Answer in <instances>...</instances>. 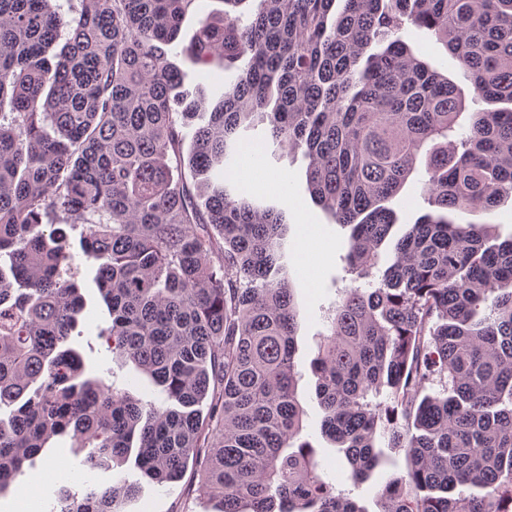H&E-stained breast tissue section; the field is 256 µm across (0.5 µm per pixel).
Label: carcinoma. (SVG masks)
I'll list each match as a JSON object with an SVG mask.
<instances>
[{
	"mask_svg": "<svg viewBox=\"0 0 512 512\" xmlns=\"http://www.w3.org/2000/svg\"><path fill=\"white\" fill-rule=\"evenodd\" d=\"M222 2L182 44L196 0H0V493L67 436L89 471L133 450L161 483L191 465L222 512H365L324 478L317 449L294 444L290 196L262 205L210 178L240 128L263 125L309 160L311 198L350 228L349 271L371 278L335 303L313 364L347 479L390 464L382 438L407 467L380 489L381 512H512V239L491 245L489 225L448 217L512 197V0ZM408 25L502 107L464 111ZM172 55L236 67L187 154L180 127L204 101ZM423 150L437 213L375 281L386 203ZM50 213L85 229L111 318L99 335L173 405L91 374L68 343L84 303ZM436 376L443 391L424 394ZM134 492L63 489L50 512H117Z\"/></svg>",
	"mask_w": 512,
	"mask_h": 512,
	"instance_id": "carcinoma-1",
	"label": "carcinoma"
}]
</instances>
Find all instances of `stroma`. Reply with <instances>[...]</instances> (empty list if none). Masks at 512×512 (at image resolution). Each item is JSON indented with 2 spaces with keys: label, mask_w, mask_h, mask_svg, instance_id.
<instances>
[{
  "label": "stroma",
  "mask_w": 512,
  "mask_h": 512,
  "mask_svg": "<svg viewBox=\"0 0 512 512\" xmlns=\"http://www.w3.org/2000/svg\"><path fill=\"white\" fill-rule=\"evenodd\" d=\"M407 42L416 55L437 67L451 79H458V62L426 31L409 28ZM307 162L302 154H281L280 158H266L259 163L241 153L224 168V176L237 194L253 198L275 200L283 190H290L295 202L289 211L290 226L287 235L289 278L295 287L299 311L296 362L302 373L299 383V402L303 434L319 450V458L328 479L337 489L357 500L366 512H379L378 490L392 476L404 474L406 451L389 449L394 466L377 470L372 478L359 486L343 480L345 459L342 452L320 433L321 410L315 396L316 378L310 363L317 354L319 334L326 329L324 316L339 290L351 286L352 276L346 270L348 247L347 228L331 221L330 217L310 199L306 183ZM396 223L380 252L385 261H392L397 241L420 216L432 207L423 197V176L414 173L391 203ZM96 265L81 261L75 277L83 288L86 308L79 319L78 333L70 342L78 349L92 371L99 376L110 375L116 387L129 390L144 400L162 401L159 388L136 370L125 358L113 355L105 339L97 335L104 319V305L93 283ZM85 449L71 447L69 439L53 441L45 449L33 468L27 469L17 488L0 496V512H48L50 496L60 488L84 493L87 487L100 490L125 482L136 484V494L125 500L122 512H220L219 498L200 492L199 477L187 470L176 481L163 484L145 477L134 461L116 462L112 467L87 472L83 460Z\"/></svg>",
  "instance_id": "obj_1"
}]
</instances>
